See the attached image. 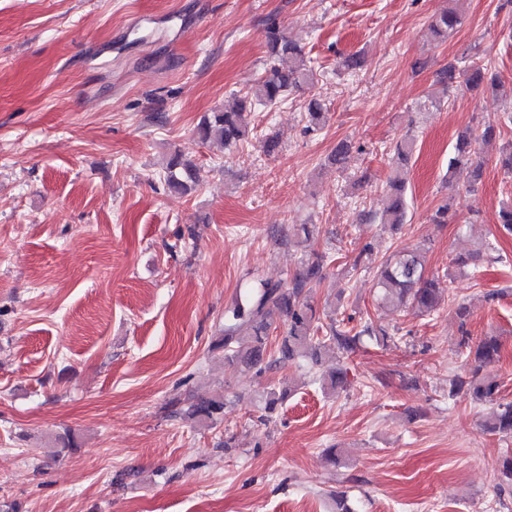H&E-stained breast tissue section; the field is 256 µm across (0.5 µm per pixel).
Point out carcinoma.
<instances>
[{"instance_id":"1","label":"carcinoma","mask_w":512,"mask_h":512,"mask_svg":"<svg viewBox=\"0 0 512 512\" xmlns=\"http://www.w3.org/2000/svg\"><path fill=\"white\" fill-rule=\"evenodd\" d=\"M461 24L460 16L452 9L433 16L430 27L438 38H448ZM265 40L269 52V67L257 84L249 91L232 97L224 109L203 118L198 133L206 142H216L226 148L237 146L247 139L248 130L244 114L257 106L272 107L281 103L288 90L311 80L312 69L302 49L282 34L276 22L265 28ZM308 128H319L325 118L320 100L313 98L307 104ZM475 139L471 130L461 132L448 159V177L466 173L469 181L481 180L483 164L477 159ZM416 144L412 138L397 142L394 151L395 168L387 179L389 201L386 207L372 214L378 224H387L396 230L406 223V182L403 167L408 164ZM165 184L171 190L187 193L197 186L196 168L176 154L166 166ZM494 246L478 241L464 256L455 259L459 269L477 268L478 262L491 256ZM324 256L315 255V260L302 263L301 269L288 283L261 280L247 289L224 313V335L212 345L224 352V361L232 372L254 371L258 374L274 366L284 367L302 359L313 363L321 361L328 351L348 355L356 350L363 338L385 343L389 334L377 328L372 321H365L360 329L347 328L330 319L325 335L315 337L316 310L310 298L322 280ZM377 301L383 307H409L421 316L438 312L445 303L447 289L439 287V279L425 274L422 254L394 255L381 261L376 271ZM281 321L283 334L274 350H269V334L273 324ZM467 345V358L471 367L449 380L448 398L461 392L470 394L475 400L494 405V410L485 421L490 432L512 436V402L498 399V384L482 375V368L494 362L500 353L501 344L494 336H486L477 343ZM290 395L286 387L271 389L264 399V414L261 421H275L279 409ZM171 415L188 420L197 426L212 427L224 419V395L209 397H187L170 403Z\"/></svg>"}]
</instances>
